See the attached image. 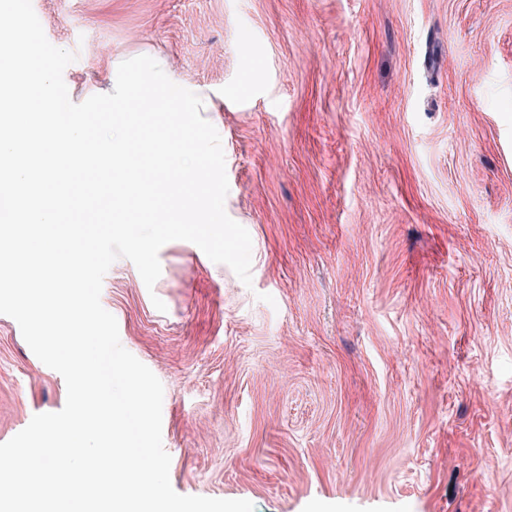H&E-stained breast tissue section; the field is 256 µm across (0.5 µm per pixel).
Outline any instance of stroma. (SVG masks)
Listing matches in <instances>:
<instances>
[{
	"mask_svg": "<svg viewBox=\"0 0 512 512\" xmlns=\"http://www.w3.org/2000/svg\"><path fill=\"white\" fill-rule=\"evenodd\" d=\"M80 103L201 91L251 285L187 241L101 304L164 388L182 495L512 512V0H32ZM166 305L158 311L153 298ZM67 388L0 315V443Z\"/></svg>",
	"mask_w": 512,
	"mask_h": 512,
	"instance_id": "obj_1",
	"label": "stroma"
}]
</instances>
